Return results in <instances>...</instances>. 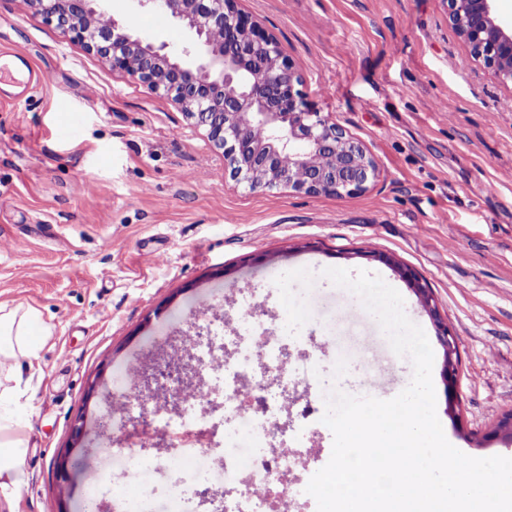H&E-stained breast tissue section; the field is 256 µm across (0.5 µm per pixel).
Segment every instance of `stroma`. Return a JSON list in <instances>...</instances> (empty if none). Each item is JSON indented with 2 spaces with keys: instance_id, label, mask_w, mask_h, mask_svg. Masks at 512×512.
Segmentation results:
<instances>
[{
  "instance_id": "1",
  "label": "stroma",
  "mask_w": 512,
  "mask_h": 512,
  "mask_svg": "<svg viewBox=\"0 0 512 512\" xmlns=\"http://www.w3.org/2000/svg\"><path fill=\"white\" fill-rule=\"evenodd\" d=\"M238 6L280 41L305 99L373 154L380 173L366 193L237 184L183 112L109 71L20 0H0V49L49 77L0 94V305L33 307L51 328L11 407L28 439L13 512H87L88 458L112 463L97 419L121 414L119 385L137 381L129 367L162 362L188 344L202 315L223 316L252 295L275 321L325 344L307 398L291 404L290 428L275 440L298 437L308 448L296 499L317 512L306 487L333 444L321 391L386 400L413 373L352 307L351 291L324 277L329 267L379 275L433 339L432 318L394 267L426 279L460 361L450 404L444 352L433 345L443 431L468 456L512 458V438L494 433L512 414V85L464 64L445 0ZM72 120L76 140L59 134ZM148 250L160 261L147 260ZM369 251L392 265L366 259ZM371 371L381 386H368ZM80 416L89 436L75 449Z\"/></svg>"
}]
</instances>
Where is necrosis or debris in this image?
<instances>
[{
  "label": "necrosis or debris",
  "mask_w": 512,
  "mask_h": 512,
  "mask_svg": "<svg viewBox=\"0 0 512 512\" xmlns=\"http://www.w3.org/2000/svg\"><path fill=\"white\" fill-rule=\"evenodd\" d=\"M238 328L231 336L192 337L188 353L197 383L184 396L178 410L153 403L140 390L125 391L124 418H144L153 427L170 429L183 436L202 429L204 413L218 404L226 421L222 450L223 487L239 483L249 489L244 504L232 512H283L293 501L288 475L298 465L301 452L295 448L278 449L272 464L257 465V449L266 447L279 429L278 408L270 404L271 380L282 387L304 394L305 385L315 371L317 358L298 360L286 357L288 336L285 330L268 320L260 301H252L229 313ZM114 456L123 459L119 475L97 474L88 478L86 494L96 498L103 485H110L122 512H147V493L131 494L123 482L135 472L143 478L157 476L174 467L181 478L199 474L211 449L191 448L177 454L173 462L157 459H132L126 449L117 448Z\"/></svg>",
  "instance_id": "obj_1"
}]
</instances>
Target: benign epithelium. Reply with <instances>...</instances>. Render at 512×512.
Returning a JSON list of instances; mask_svg holds the SVG:
<instances>
[{
	"instance_id": "obj_1",
	"label": "benign epithelium",
	"mask_w": 512,
	"mask_h": 512,
	"mask_svg": "<svg viewBox=\"0 0 512 512\" xmlns=\"http://www.w3.org/2000/svg\"><path fill=\"white\" fill-rule=\"evenodd\" d=\"M179 23L189 37L167 49L116 18L112 0H25L56 23L63 37L99 56L178 107L224 154L231 175L249 189L287 188L306 195L351 196L379 175L375 158L342 124L314 109L280 43L237 0H136ZM495 0H447L448 24L502 83H512V26L497 19ZM259 129L264 137L257 139ZM398 273L428 310L444 351L442 379L455 404L456 341L438 317L431 292L411 268Z\"/></svg>"
}]
</instances>
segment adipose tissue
Listing matches in <instances>:
<instances>
[{
    "instance_id": "ef3b65f1",
    "label": "adipose tissue",
    "mask_w": 512,
    "mask_h": 512,
    "mask_svg": "<svg viewBox=\"0 0 512 512\" xmlns=\"http://www.w3.org/2000/svg\"><path fill=\"white\" fill-rule=\"evenodd\" d=\"M49 333L35 309L0 306V372L22 383L25 368L32 366L41 339ZM20 427L19 421L0 415V494L8 499L26 482V440Z\"/></svg>"
}]
</instances>
